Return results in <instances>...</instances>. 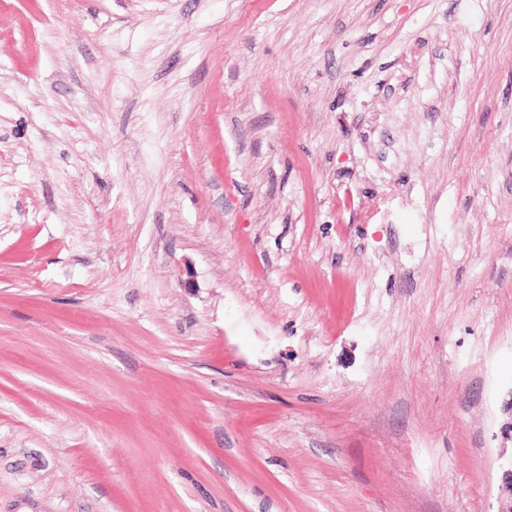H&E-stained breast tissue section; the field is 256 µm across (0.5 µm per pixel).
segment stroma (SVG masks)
Wrapping results in <instances>:
<instances>
[{
	"label": "stroma",
	"instance_id": "stroma-1",
	"mask_svg": "<svg viewBox=\"0 0 512 512\" xmlns=\"http://www.w3.org/2000/svg\"><path fill=\"white\" fill-rule=\"evenodd\" d=\"M512 0H0V512H497Z\"/></svg>",
	"mask_w": 512,
	"mask_h": 512
}]
</instances>
